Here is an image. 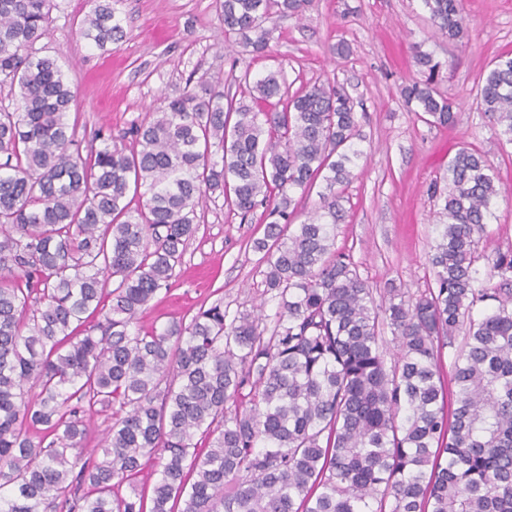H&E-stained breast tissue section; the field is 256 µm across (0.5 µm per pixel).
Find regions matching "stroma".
Listing matches in <instances>:
<instances>
[{
  "mask_svg": "<svg viewBox=\"0 0 512 512\" xmlns=\"http://www.w3.org/2000/svg\"><path fill=\"white\" fill-rule=\"evenodd\" d=\"M56 4V21L40 45L60 56L81 90L73 111L83 143L105 131L117 144L131 145L130 127L160 97L204 95L217 77L232 95L240 92L235 76L245 72L257 79L283 71L293 92L327 80L353 98L363 136V155L343 192L345 219L336 226L335 248L351 256L375 298L392 288L417 294L432 283L427 257L444 218L431 188L460 146L493 161L501 196L489 241L512 250V144L497 138L472 103L491 60L512 52V0H462L470 29L463 44L441 35L423 0H313L302 16L274 17L265 58L226 45L213 0H116L124 36L102 49L79 34L88 0ZM340 43L347 53L336 54ZM418 51L440 64L437 89L459 105L453 126L429 125L406 102L405 88L426 78L414 59ZM267 222L264 209L243 217L222 196L209 197L170 288L143 310L140 325L150 330L190 321L218 298L231 318L273 314L276 304L263 294L266 263L254 247Z\"/></svg>",
  "mask_w": 512,
  "mask_h": 512,
  "instance_id": "1",
  "label": "stroma"
}]
</instances>
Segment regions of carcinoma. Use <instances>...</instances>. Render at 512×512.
Returning a JSON list of instances; mask_svg holds the SVG:
<instances>
[{"label": "carcinoma", "instance_id": "carcinoma-1", "mask_svg": "<svg viewBox=\"0 0 512 512\" xmlns=\"http://www.w3.org/2000/svg\"><path fill=\"white\" fill-rule=\"evenodd\" d=\"M310 3L216 0L225 39L256 55L263 24ZM424 3L444 37H468L461 0ZM54 7L0 0V86L20 101L0 108V512H512V251L484 246L500 196L487 156L461 146L448 161L433 286L378 304L334 248L362 155L343 88L315 82L279 111L282 72L246 73L248 103L219 80L206 98L160 99L136 147L99 133L85 151L69 120L79 89L37 48ZM80 34L98 48L123 37L112 0H95ZM405 96L435 126L457 119L430 80ZM475 104L511 144L512 55ZM319 178L320 206L285 235L294 192ZM131 190L145 198L134 209ZM216 192L273 218L254 247L274 317L228 321L220 298L188 323L134 330ZM481 261L496 287H478ZM97 406L112 418L100 455L83 446ZM150 462L147 508L118 490Z\"/></svg>", "mask_w": 512, "mask_h": 512}]
</instances>
